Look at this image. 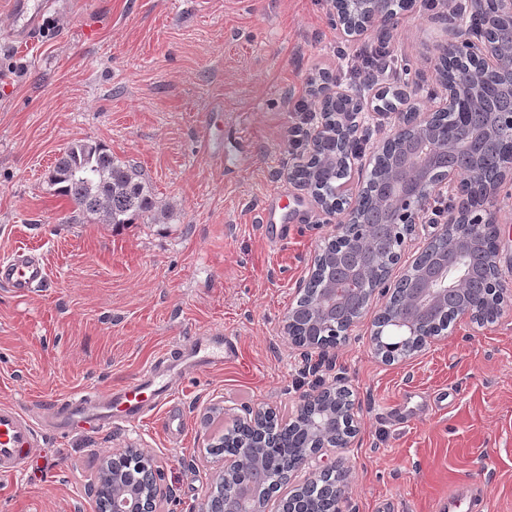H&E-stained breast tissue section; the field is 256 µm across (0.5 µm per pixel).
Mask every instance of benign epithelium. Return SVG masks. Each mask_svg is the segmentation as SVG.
I'll return each instance as SVG.
<instances>
[{
  "instance_id": "1",
  "label": "benign epithelium",
  "mask_w": 512,
  "mask_h": 512,
  "mask_svg": "<svg viewBox=\"0 0 512 512\" xmlns=\"http://www.w3.org/2000/svg\"><path fill=\"white\" fill-rule=\"evenodd\" d=\"M416 0H334L331 20L340 37L357 43L368 36H385L391 22L404 18ZM512 24V0H452L436 17L445 33L433 46L436 78L440 85L435 105L421 108L399 89L391 96L378 85L365 94H350L326 80H310L320 116L310 137L303 167L308 179L288 173V180L309 192L321 212L337 220L334 237H345L363 254L374 249L369 223L360 206L367 186L351 190L340 183L329 197L316 187L318 166L333 162L349 173L354 164L368 167L390 151L398 159L386 173L387 197L382 201L387 219L378 269L369 262L344 268L341 278L322 289L313 321L327 330L319 347L335 349L345 343L352 328L369 309L375 296L386 298L375 315L371 331L373 353L383 362L392 355L377 344L379 336H415L407 359L419 356L447 332L435 319L447 309L448 296L469 292L470 261L483 257L487 280L456 309L453 321L471 329L495 323L512 308V267L498 259L499 210L495 202L506 182L512 183V112H495L482 130H472L474 109L488 98L498 81L512 83V42L504 47L491 40L489 31L502 20ZM366 123L385 124L389 132L372 152L360 151V131ZM448 199V213L422 253H436L434 264H412L407 273L390 281L391 267L431 203ZM303 416L311 441L294 456L283 473L288 495L280 497L279 512H331L340 505L348 487V471L340 454L351 447L359 417L352 391L339 380L304 395L293 416ZM276 412L247 410L240 417L253 430V439L238 448V461L253 462L258 449L271 439ZM123 451L103 456L97 485L91 490L94 512H161L172 495L161 472L153 467L136 481L126 482L117 465ZM273 490L261 497L251 483H234L225 469L216 472L201 512H268Z\"/></svg>"
}]
</instances>
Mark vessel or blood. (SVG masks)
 Masks as SVG:
<instances>
[{
    "label": "vessel or blood",
    "mask_w": 512,
    "mask_h": 512,
    "mask_svg": "<svg viewBox=\"0 0 512 512\" xmlns=\"http://www.w3.org/2000/svg\"><path fill=\"white\" fill-rule=\"evenodd\" d=\"M47 7L46 0H11L15 16L12 39L25 45L34 44ZM46 277L45 265L27 257L25 250H17L13 257L0 260V284L17 294L40 287ZM234 353L233 343L223 337H198L191 348L162 353L149 370L117 391L99 393L94 399L80 392L72 395L56 412V429L63 435L79 428L139 422L177 388L183 374L223 367L225 359ZM34 446L35 429L27 415L16 407L1 406L0 473L20 471Z\"/></svg>",
    "instance_id": "vessel-or-blood-1"
}]
</instances>
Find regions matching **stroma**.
Masks as SVG:
<instances>
[{"label": "stroma", "mask_w": 512, "mask_h": 512, "mask_svg": "<svg viewBox=\"0 0 512 512\" xmlns=\"http://www.w3.org/2000/svg\"><path fill=\"white\" fill-rule=\"evenodd\" d=\"M322 0H55L35 46L13 43L0 0V257L27 248L48 277L29 295L0 285V405L35 427L39 451L0 474V512H93L97 458L130 446L160 466L172 512H201L219 465L208 447L244 407L287 416L343 377L360 432L343 455L345 512H512V310L386 365L370 318L326 357L303 355L282 320L333 231L288 179L290 99L319 71L350 86ZM430 15L390 34L431 80ZM95 141L153 189L164 223H70L48 175ZM222 335L223 369L188 375L141 422L57 434L45 411L75 391L114 390L162 350ZM182 416V431L169 429Z\"/></svg>", "instance_id": "obj_1"}]
</instances>
